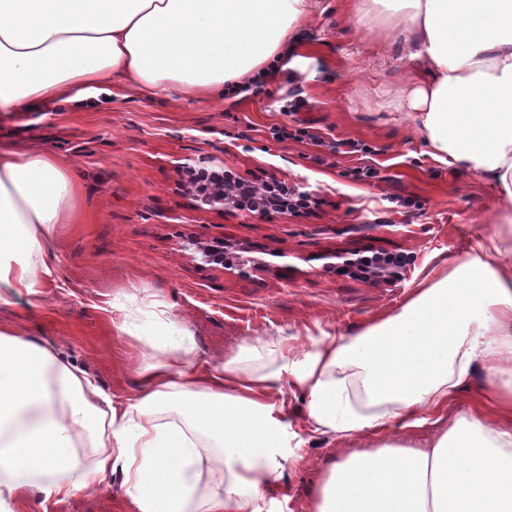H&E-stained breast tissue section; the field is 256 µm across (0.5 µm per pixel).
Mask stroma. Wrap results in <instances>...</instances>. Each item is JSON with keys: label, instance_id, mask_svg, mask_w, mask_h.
<instances>
[{"label": "stroma", "instance_id": "obj_1", "mask_svg": "<svg viewBox=\"0 0 512 512\" xmlns=\"http://www.w3.org/2000/svg\"><path fill=\"white\" fill-rule=\"evenodd\" d=\"M357 2L321 0L297 32L301 69L257 92L150 97L116 81L93 107L49 101L0 110V156L36 148L77 173L72 219L56 225L45 248L44 288L0 304V326L54 348L125 402L157 355L117 328L122 308L135 311L144 336L160 335L168 317L202 360L232 359L253 336H284L309 350L389 314L488 242L498 202L482 182L426 153L420 133L389 106L409 77L393 42L400 16L365 19ZM295 98L302 111H289ZM283 124L315 127L324 143L273 140L270 127ZM334 140L371 152L336 154ZM201 161L250 180L305 185L320 205L266 217L201 205L181 185L182 164ZM367 165L377 177H358ZM219 244L223 263L205 261L206 246ZM378 249L413 256L404 279L328 265L334 252ZM284 453L263 512H304L342 449L316 436ZM121 480L63 502L33 490L15 512H129Z\"/></svg>", "mask_w": 512, "mask_h": 512}]
</instances>
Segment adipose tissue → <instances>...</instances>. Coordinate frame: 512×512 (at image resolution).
Returning <instances> with one entry per match:
<instances>
[{
	"label": "adipose tissue",
	"instance_id": "obj_1",
	"mask_svg": "<svg viewBox=\"0 0 512 512\" xmlns=\"http://www.w3.org/2000/svg\"><path fill=\"white\" fill-rule=\"evenodd\" d=\"M401 17L413 74L391 105L434 157L506 207L489 246L352 335L286 353L252 338L198 362L191 336H148L161 357L131 403L58 352L0 331V512L25 490L66 499L121 472L131 512H262L280 477L285 375L308 434L345 446L308 512H512V0H381ZM314 0H0V107L77 102L120 80L155 96L221 98L278 71ZM74 180L54 154L0 159V301L37 294L43 243ZM471 407L448 408L477 372ZM421 446L406 436L426 423ZM371 437L368 448L357 439Z\"/></svg>",
	"mask_w": 512,
	"mask_h": 512
}]
</instances>
